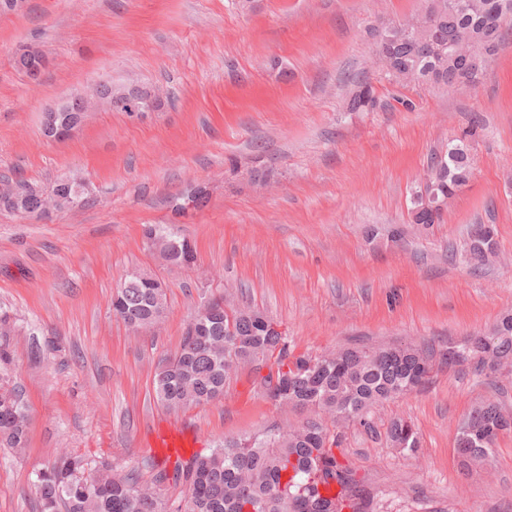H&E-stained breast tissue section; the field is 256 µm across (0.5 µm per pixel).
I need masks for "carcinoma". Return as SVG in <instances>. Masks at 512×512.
<instances>
[{"label":"carcinoma","instance_id":"1","mask_svg":"<svg viewBox=\"0 0 512 512\" xmlns=\"http://www.w3.org/2000/svg\"><path fill=\"white\" fill-rule=\"evenodd\" d=\"M449 0H424L420 10L423 27L408 34L401 24L378 33V52L384 54L385 75L400 80L410 74L417 83L446 86L458 72L453 35L467 15L481 26L494 28L504 38L503 26L512 21V0H502L506 8L499 14L480 16L482 0H466L469 13L448 7ZM44 59L42 51L28 48L15 57L18 71L29 75L31 66ZM373 85L357 83L347 101V111L368 112L375 105ZM479 127L473 121L460 136L434 154L436 176L432 185L411 200L410 219L414 224H440L443 213L424 206V198H441L448 188L468 183L473 158L471 141ZM13 185L16 193H0V211L26 212L40 218L35 191L40 186L3 178L0 186ZM53 210L74 207L83 199L77 181L60 178L51 183ZM493 233L489 224L473 225L465 253L469 262L483 265L487 257L479 247L484 235ZM145 237L153 239L162 257L172 265L186 260L183 241L163 224H149ZM166 294L134 276H128L112 297V311L123 321L144 324L162 319ZM196 333H184L176 353L165 359L154 376L157 402L169 412L216 401L240 366L262 355L271 361L269 378L261 386L270 400L304 415L296 428L244 438L226 439L207 454L196 453L178 460L172 471H160L154 482L168 480L186 489L184 512H369L371 497L353 470L336 457L340 429L350 423L369 426L372 409L398 396L417 391L430 382L437 363L453 371L469 364L477 376L501 378V369L512 368V312H506L487 331L464 336L448 344L455 351L434 359L425 346L397 344L383 348H344L323 357L297 353L287 336L265 331L255 310L230 307L222 320L197 309ZM14 412L0 419V442L22 449L27 441L29 416L20 398L13 401ZM511 416L499 401L488 399L474 407L459 422L456 453L461 468L484 464L492 454L499 434L512 429L503 424ZM393 448L414 454L420 439L414 424L396 419L386 431ZM82 460L64 454L37 476L36 493L42 512H165L155 490L138 484L132 474H118L107 467L91 472L82 480Z\"/></svg>","mask_w":512,"mask_h":512}]
</instances>
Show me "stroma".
I'll use <instances>...</instances> for the list:
<instances>
[{"label":"stroma","instance_id":"35a3bbf8","mask_svg":"<svg viewBox=\"0 0 512 512\" xmlns=\"http://www.w3.org/2000/svg\"><path fill=\"white\" fill-rule=\"evenodd\" d=\"M421 0H26L0 13V178L82 182L88 204L36 221L0 211V339L29 412L25 448L0 447V512H40L39 472L63 452L88 467L158 469L159 427H187L198 452L225 438L301 423L242 369L219 402L177 413L153 379L210 294L278 322L298 351L427 343L447 349L512 311V35L472 90L399 84L373 65L375 31ZM50 64L39 83L13 66L26 46ZM366 78L370 112L345 99ZM170 92L137 116L103 104L70 138H44V112L101 81ZM482 122L473 173L441 224L409 221L431 155ZM205 185L189 217L170 200ZM171 224L193 245L189 269L167 266L143 227ZM474 224L498 250L475 269ZM160 279L168 314L137 332L110 300L130 271ZM471 370L435 368L421 390L344 428L336 450L376 512H512V432L462 474L456 425L492 396ZM405 418L420 447H388ZM154 484V483H153ZM484 233L486 235L493 233L494 236L492 226L489 224H474L470 231L468 240L465 243L466 256L469 262L476 265H484L487 260V257L483 255V252L479 247L481 240L484 238Z\"/></svg>","mask_w":512,"mask_h":512}]
</instances>
